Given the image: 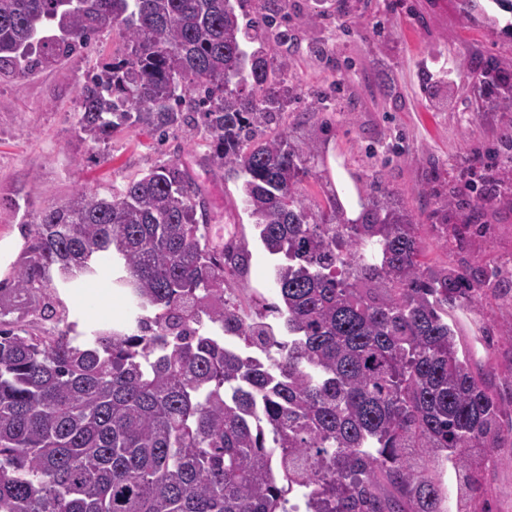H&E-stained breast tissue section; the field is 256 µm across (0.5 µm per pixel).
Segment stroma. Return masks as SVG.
I'll list each match as a JSON object with an SVG mask.
<instances>
[{
  "instance_id": "1",
  "label": "stroma",
  "mask_w": 512,
  "mask_h": 512,
  "mask_svg": "<svg viewBox=\"0 0 512 512\" xmlns=\"http://www.w3.org/2000/svg\"><path fill=\"white\" fill-rule=\"evenodd\" d=\"M288 29L298 49L293 71L302 88L292 109L295 140L320 142L319 169L330 159L348 161L356 176L381 171L394 188L412 192L425 180L447 189L460 169L511 154L499 141L512 112L488 106V85L500 72L512 71V13L494 0H286ZM350 17L342 25L340 17ZM117 38L102 33L94 49L20 81L0 82V244L28 246L30 220L45 206L64 202L83 187L107 188L171 161L201 186L212 207L211 234L223 236L228 224L247 237L254 226L243 211L237 183L207 174L200 164L203 147L181 137L157 144L136 129L116 134L106 145L80 142L74 126L76 87L100 54ZM316 42L326 49L317 58ZM483 57V78L437 82L440 66ZM327 109L323 127L302 114L318 99ZM484 234L468 237L463 254L476 260L486 253L512 254V206L497 204ZM273 259L253 247L247 273L236 279L235 295L246 313L262 311L279 296L271 286ZM107 277L82 287L58 289L56 312L44 319L17 311L20 325L38 336H54L71 322L90 330L96 323L122 319L124 300L110 292ZM462 329L460 347L473 372L493 373L503 401L512 388L501 376L512 366V341L501 334L505 319L496 306L481 303L454 311ZM499 466L485 475L490 512H512V446L497 449Z\"/></svg>"
}]
</instances>
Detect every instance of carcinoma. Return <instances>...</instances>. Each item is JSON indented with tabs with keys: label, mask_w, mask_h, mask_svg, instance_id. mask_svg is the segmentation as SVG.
I'll return each instance as SVG.
<instances>
[{
	"label": "carcinoma",
	"mask_w": 512,
	"mask_h": 512,
	"mask_svg": "<svg viewBox=\"0 0 512 512\" xmlns=\"http://www.w3.org/2000/svg\"><path fill=\"white\" fill-rule=\"evenodd\" d=\"M0 0V80L24 79L114 32L78 86L79 140L139 128L204 143L201 165L241 182L254 241H210V204L176 163L41 210L0 286V512H445L486 493L512 415L459 354L448 312L512 317V260L426 259L418 226L484 227L512 202V168L479 197L423 186L418 206L366 175L362 212L312 203L320 150L287 123L294 38L282 0ZM465 223L448 225V212ZM275 257L281 304L246 318L228 297L251 243ZM106 273L132 289L125 330L83 343L3 320L37 294ZM282 321L275 334L266 314Z\"/></svg>",
	"instance_id": "obj_1"
}]
</instances>
